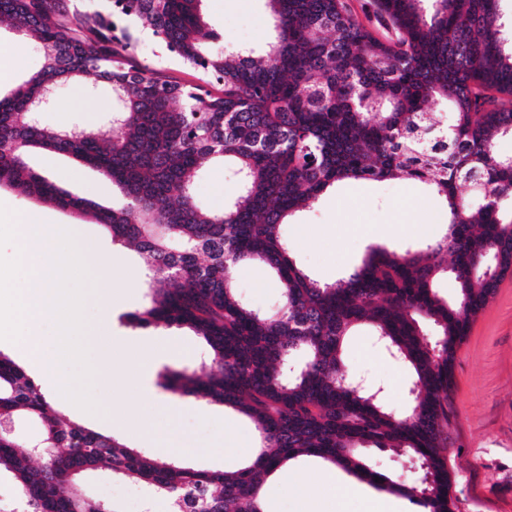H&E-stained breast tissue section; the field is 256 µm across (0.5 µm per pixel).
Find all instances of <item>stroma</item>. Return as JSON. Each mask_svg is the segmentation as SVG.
<instances>
[{
	"mask_svg": "<svg viewBox=\"0 0 512 512\" xmlns=\"http://www.w3.org/2000/svg\"><path fill=\"white\" fill-rule=\"evenodd\" d=\"M206 21L218 39L214 50L264 45L272 22L264 0H203ZM131 61L164 73L185 85H195L200 74L167 52L150 30H134ZM43 49L18 37L9 25L0 26V91L9 92L28 74L40 68ZM112 104L110 87L95 79L58 87L46 124L57 127L98 126ZM34 170L71 193L97 203L112 202L111 180L95 169L55 154L35 155ZM238 189L233 167L207 166L195 187L197 201L212 210L223 209ZM0 204L19 218L36 213L43 223L58 227L78 225L90 249L91 260L102 264L97 290L87 291L83 342L90 361H97L112 337L140 339L143 366L152 380V391L143 395L125 391L101 375H93L90 392L99 409H111L105 433L127 439L124 409L134 410L142 424L143 439L136 447L147 453L156 448H178L184 465L204 471L239 469L253 454L257 435L250 419L232 408L211 407L190 394L163 387L169 370L199 369L206 349L186 327L134 326L128 316L145 303L142 288L124 291L118 305H110L111 279L124 268H140L142 260L132 249L114 245L106 229L91 218L78 216L14 191L0 189ZM445 213L441 199L422 184L400 178L384 181L348 180L330 190L286 229L293 260L316 279L331 283L357 266L374 247L423 245L438 235ZM238 293L258 307L278 304L280 289L275 276L252 263L234 273ZM0 352L9 355L31 375L55 408L77 414L76 405L54 387L55 377L65 376L61 366L42 372L10 342L0 341ZM344 367L376 387H382L387 408L404 412L410 378L404 366L380 347L369 325L358 326L344 345ZM453 437L447 451L453 475L456 512H512V276L506 277L486 308L474 320L460 348L452 393ZM360 477L323 459L304 457L290 462L268 481L265 512H300L311 489H318L325 503L351 497ZM82 486L93 498L112 501L119 512H148L143 486L112 478L108 470L87 475Z\"/></svg>",
	"mask_w": 512,
	"mask_h": 512,
	"instance_id": "obj_1",
	"label": "stroma"
}]
</instances>
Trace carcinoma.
Masks as SVG:
<instances>
[{
  "label": "carcinoma",
  "instance_id": "obj_1",
  "mask_svg": "<svg viewBox=\"0 0 512 512\" xmlns=\"http://www.w3.org/2000/svg\"><path fill=\"white\" fill-rule=\"evenodd\" d=\"M0 0V22L34 39L42 67L0 95V187L90 215L112 243L144 256L139 326H186L208 360L164 387L248 416L256 457L231 472L194 470L126 447L51 406L0 352V423L36 422L53 455H34L0 430V477L13 479L22 512H117L79 480L106 466L185 512H265L266 478L288 462L319 457L351 468L424 512H453L446 452L457 353L474 318L512 275V27L503 0H367L387 31L377 35L347 0H266L274 35L263 51L211 50L202 0ZM120 12L184 65L187 86L130 63ZM88 76L112 86V130L38 122L32 104ZM221 85L214 92L212 83ZM443 103L448 112H431ZM48 151L109 177L110 206L77 197L36 173ZM211 161H231L237 195L218 212L194 186ZM403 175L443 198L447 229L424 247L375 248L334 284L291 258L290 218L345 180ZM473 187L478 199L459 192ZM260 263L281 284L277 308L242 300L233 272ZM452 279L453 301L436 286ZM369 323L411 375L410 405L396 414L375 390L345 377L343 346ZM405 452L422 478L396 482L358 457L361 448Z\"/></svg>",
  "mask_w": 512,
  "mask_h": 512
}]
</instances>
